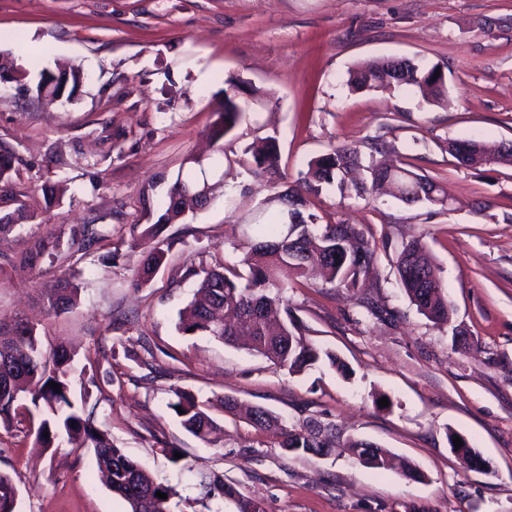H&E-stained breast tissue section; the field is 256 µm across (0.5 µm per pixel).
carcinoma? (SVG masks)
I'll list each match as a JSON object with an SVG mask.
<instances>
[{
    "label": "carcinoma",
    "instance_id": "carcinoma-1",
    "mask_svg": "<svg viewBox=\"0 0 512 512\" xmlns=\"http://www.w3.org/2000/svg\"><path fill=\"white\" fill-rule=\"evenodd\" d=\"M439 66L424 68L410 59H391L366 63L349 73V85L355 90H372L383 86L410 85L426 97L437 99L446 90L443 76H435ZM83 74L79 67L56 75L42 71L31 82L29 92L63 97L62 88L75 91L81 86ZM248 104L241 103L235 93L224 90V111L209 131L216 146L217 157L208 164L195 155L185 158L186 171L178 173L169 189V203L156 222L147 225L130 247L142 249L137 281L148 283L171 248L170 238L163 235L167 225L182 220L190 209L205 207L210 201L209 178L224 167V137L233 132L245 118ZM465 155L459 142L448 145V151L465 166H481L487 162L477 142ZM356 148H336L308 164L303 186H291L278 194L286 211L256 224L259 235L248 245L242 263L247 275L224 262L213 268H186L189 276L198 278L197 298L179 313L178 329L185 334L205 333L229 345L240 346L260 355L275 367L292 374L318 364H327L341 372L346 366L335 354L305 339V327L284 299L281 289L288 278L305 276L309 267L318 266L326 282L347 291L365 287L364 275L378 261V248L357 224H318L314 215L305 211L301 188L310 191L334 184L337 175L358 163ZM280 150L278 141L268 136L252 151V172L261 176L278 172ZM22 158L16 152L0 148V181L19 173ZM383 190L407 204H444L447 195L435 180L417 175L405 168L377 169L370 167V183L354 186L358 196ZM34 195L22 192L8 200V208H0V235L21 223H36L39 213ZM103 235L93 224L72 228L69 236L39 237L20 263L33 266L44 259L70 261L100 243ZM395 266L400 288L417 310L426 318L451 324L453 309L448 303L444 283L436 277L434 264L422 238L403 243L396 254ZM79 288L62 276L40 292V302L50 313L71 310L77 303ZM74 353L64 345L43 351L33 325L21 317L0 316V423L8 429L26 417L38 413L40 421L34 445L45 450L54 447L65 434L79 437L93 449L99 471L112 493L129 507V512H170L173 488L157 481L139 462L125 454L112 442L108 431L98 427L91 415L76 406L69 397L68 375ZM59 384V391L48 383ZM168 406L180 425L206 445L215 444L224 429L210 416L211 399L181 389L172 391ZM251 422L260 429L277 428L282 437L279 446L287 453L303 452L315 456L336 447L333 426L311 420L301 432L285 428L281 420L264 407L250 412ZM77 425H72V422ZM48 436H43V433ZM353 448L370 449L372 468L392 467V454L366 441H356ZM208 497L237 501L238 512H264L261 504L242 494L233 484L215 476L201 482ZM167 498L156 497V492ZM19 490L11 476L0 473V512H16Z\"/></svg>",
    "mask_w": 512,
    "mask_h": 512
}]
</instances>
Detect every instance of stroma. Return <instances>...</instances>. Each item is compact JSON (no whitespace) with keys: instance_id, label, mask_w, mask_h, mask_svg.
Masks as SVG:
<instances>
[{"instance_id":"obj_1","label":"stroma","mask_w":512,"mask_h":512,"mask_svg":"<svg viewBox=\"0 0 512 512\" xmlns=\"http://www.w3.org/2000/svg\"><path fill=\"white\" fill-rule=\"evenodd\" d=\"M0 54L14 61L0 74V146L25 161L0 189L64 192L38 223L0 236V314L35 324L43 347L74 348L73 399L175 489L173 512H236L233 500L201 499L200 481L215 474L265 512H512V164L466 167L448 151L452 141H512V0H0ZM393 57L439 66L444 100L411 86H349L359 64ZM62 63L82 69L79 91L34 101L23 72ZM233 80L261 94L224 139V185L168 225L174 246L136 286L142 253L130 240L165 211L187 155L209 154ZM266 136L281 151L272 180L251 173L245 152ZM376 139L386 147L374 154ZM345 146L360 151L355 180L392 163L436 179L449 200L408 206L334 185L307 194L319 223L361 225L382 247L361 291L317 276L284 290L308 339L348 375L326 366L292 374L179 331L197 288L187 265L241 260L276 195L310 160ZM90 222L109 235L112 265L91 248L71 269L77 306L47 313L40 290L69 269L14 260L36 238ZM418 236L447 286L452 325L428 320L397 285L396 252ZM456 325L464 341L454 340ZM177 389L214 399L222 444L207 447L180 426L168 407ZM224 395L269 409L291 430L332 424L336 446L284 454L272 433L225 414ZM457 436L480 452L484 471L452 453ZM358 440L410 462L423 480L361 465L349 448ZM164 443L181 449L179 461L161 453ZM0 472L19 488V512H127L92 449L65 438L36 448L27 422L0 426Z\"/></svg>"}]
</instances>
